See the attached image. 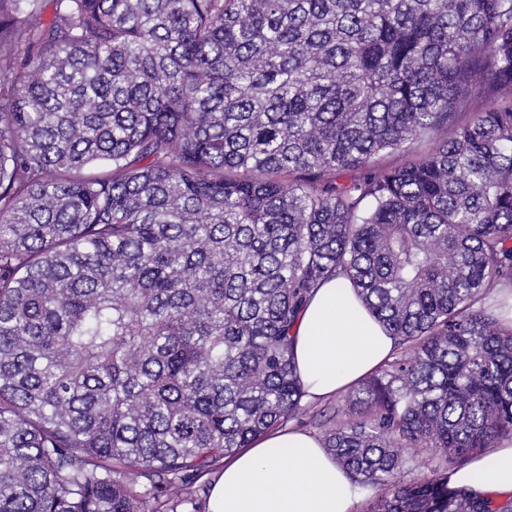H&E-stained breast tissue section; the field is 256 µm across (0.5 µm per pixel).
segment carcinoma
Wrapping results in <instances>:
<instances>
[{
	"label": "carcinoma",
	"instance_id": "cac0c4a2",
	"mask_svg": "<svg viewBox=\"0 0 512 512\" xmlns=\"http://www.w3.org/2000/svg\"><path fill=\"white\" fill-rule=\"evenodd\" d=\"M334 277L396 339L315 420L367 512H512L449 485L512 439V0H0V512L193 503ZM431 146L428 143L418 145L411 152H396L383 154L377 158V164L381 167L395 168L400 167L408 161L426 153Z\"/></svg>",
	"mask_w": 512,
	"mask_h": 512
}]
</instances>
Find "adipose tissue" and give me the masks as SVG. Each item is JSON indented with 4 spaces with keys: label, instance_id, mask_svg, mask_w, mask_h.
I'll list each match as a JSON object with an SVG mask.
<instances>
[{
    "label": "adipose tissue",
    "instance_id": "obj_1",
    "mask_svg": "<svg viewBox=\"0 0 512 512\" xmlns=\"http://www.w3.org/2000/svg\"><path fill=\"white\" fill-rule=\"evenodd\" d=\"M295 357L309 399L350 390L387 361L394 338L353 288L330 279L295 326ZM451 482L482 494L512 496V441L471 457ZM359 489L320 442L275 430L225 459L207 512H353Z\"/></svg>",
    "mask_w": 512,
    "mask_h": 512
}]
</instances>
